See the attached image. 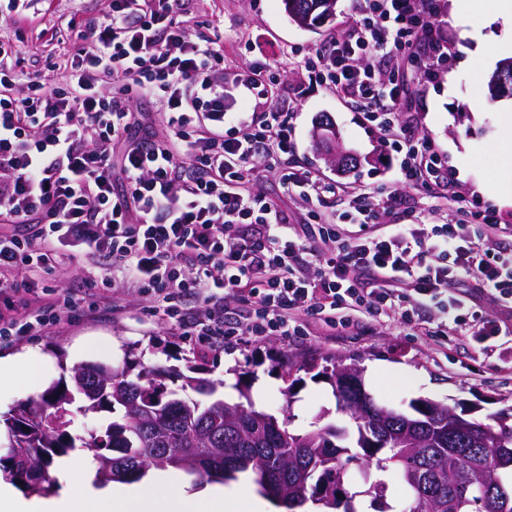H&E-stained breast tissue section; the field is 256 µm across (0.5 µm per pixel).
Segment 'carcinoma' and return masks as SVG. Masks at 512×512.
<instances>
[{"label": "carcinoma", "mask_w": 512, "mask_h": 512, "mask_svg": "<svg viewBox=\"0 0 512 512\" xmlns=\"http://www.w3.org/2000/svg\"><path fill=\"white\" fill-rule=\"evenodd\" d=\"M300 23L315 28L333 16L336 0H282ZM275 361L324 379L347 424L306 431L258 406L251 385L238 380V401L216 396L205 369L136 370L77 364L69 381L51 385L38 400L0 416L10 441L0 472L30 492L46 490L55 460L75 450L70 414L107 412L100 431L81 449L92 453L103 485L141 479L152 469L174 468L200 482H226L250 472L258 491L284 508L304 512H360L368 497L379 512H512V465L495 457L512 450V410L478 418L457 403L416 398L400 409L379 402L358 361L311 353L297 362L287 352ZM397 477L392 495L382 475Z\"/></svg>", "instance_id": "obj_1"}]
</instances>
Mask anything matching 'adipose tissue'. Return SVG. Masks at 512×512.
Wrapping results in <instances>:
<instances>
[{
    "mask_svg": "<svg viewBox=\"0 0 512 512\" xmlns=\"http://www.w3.org/2000/svg\"><path fill=\"white\" fill-rule=\"evenodd\" d=\"M60 487L45 496L25 497L0 480V512H268L269 503L241 486L190 490L171 472L157 473L147 485H93L86 472L62 473Z\"/></svg>",
    "mask_w": 512,
    "mask_h": 512,
    "instance_id": "ef3b65f1",
    "label": "adipose tissue"
}]
</instances>
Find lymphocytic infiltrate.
I'll list each match as a JSON object with an SVG mask.
<instances>
[{"label":"lymphocytic infiltrate","mask_w":512,"mask_h":512,"mask_svg":"<svg viewBox=\"0 0 512 512\" xmlns=\"http://www.w3.org/2000/svg\"><path fill=\"white\" fill-rule=\"evenodd\" d=\"M357 4L342 37L304 56L308 80L356 102L387 133L403 182L439 200L447 159L401 122L399 77L381 82L366 62L382 52L427 71L445 54L437 13L424 0ZM193 9L194 0H108L53 87L17 74L18 47L0 42V339L36 335L79 308L71 295L48 311L6 310L18 290L37 292L64 247L108 260L102 283L138 289L188 336L246 343L299 335L307 318L348 328L393 309L425 336L452 324L501 335V322L477 310L483 296L512 309V244L491 245L502 229L491 207L465 203L452 224H386L394 193L352 195L337 213L326 183L284 169L285 194L310 203L318 228L291 232L282 205L250 186L297 149L291 112L263 100L278 69L247 39L239 53L250 69L232 72L223 45L190 33ZM229 86L254 105L236 110ZM142 100L163 113L164 136L136 133ZM469 280L477 294L461 291ZM431 309L434 326L420 317Z\"/></svg>","instance_id":"lymphocytic-infiltrate-1"}]
</instances>
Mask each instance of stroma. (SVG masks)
<instances>
[{
  "instance_id": "stroma-1",
  "label": "stroma",
  "mask_w": 512,
  "mask_h": 512,
  "mask_svg": "<svg viewBox=\"0 0 512 512\" xmlns=\"http://www.w3.org/2000/svg\"><path fill=\"white\" fill-rule=\"evenodd\" d=\"M443 22L448 54L435 67L430 80H421L417 70L408 74L404 110L414 118L415 132L435 140L455 171L448 187V203L431 214V221L455 222L462 200H477L491 206L500 223L512 225V200L491 187L501 157L497 144L512 142V122L504 114L512 99L490 101L488 82L499 59L512 57V26L493 18L491 10L465 16L459 0H436ZM105 0H53L45 14L17 21L0 13V39L18 45L21 67L39 73L46 82L60 79L71 59L72 41L68 22L100 17ZM355 0H337L333 17L315 29L295 24L282 0H198V30L211 37L252 39L272 63L280 67V83L271 94L280 101L287 91L297 90L291 103L298 151L288 166L332 179L355 189L397 192L408 206L422 208L425 198L400 185L397 165L383 132L367 124L361 112L342 98L310 85L296 64L282 63L281 53L296 56L323 48L330 38L342 36L354 14ZM496 44L498 58H486L471 68H462L463 47L471 34ZM332 123L345 150L359 163L347 171L328 161L316 138L321 123ZM55 272L43 285L41 305L78 293L87 303L74 318L46 333L18 343H0V357L34 351L41 355L37 389L25 383L0 386V413L34 397L63 376L67 366L100 363L143 367L181 366L186 361L204 364L208 378L219 385L226 401L237 399L234 383L246 373L257 405L276 416H287L296 431L317 422L344 423L336 411L332 389L325 381L298 371L293 400L281 393L285 382L281 368L270 356L283 350L292 356L315 351L336 359H357L376 395L389 405L404 408L410 400L428 397L454 399L476 408L479 417L512 406V338L501 336V356H488L483 342L466 329L449 328L444 336H422L404 327L398 317L381 323L367 321L359 329L332 333L320 323H306L299 336H271L256 343L220 346L184 336L182 328L167 317L147 311L145 297L134 290H115L114 300H102L95 285L100 270L90 265L78 249L69 248Z\"/></svg>"
}]
</instances>
